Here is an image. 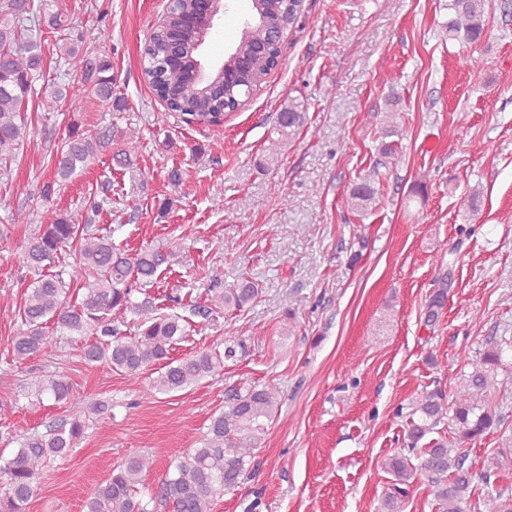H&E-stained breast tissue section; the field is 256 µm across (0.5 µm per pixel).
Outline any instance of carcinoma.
Segmentation results:
<instances>
[{
	"label": "carcinoma",
	"mask_w": 512,
	"mask_h": 512,
	"mask_svg": "<svg viewBox=\"0 0 512 512\" xmlns=\"http://www.w3.org/2000/svg\"><path fill=\"white\" fill-rule=\"evenodd\" d=\"M302 0H261L254 6V19L241 32L234 51L264 44L263 53L251 66L233 75L224 87V97L211 94L209 88L192 75L193 60L180 54L182 45L195 40L191 24L194 0H175L162 21L151 33L144 48L142 74L153 94L183 121L209 127L210 135L224 134L220 114L244 103V99L264 81L282 54L285 36L297 22ZM485 0H450L446 35L451 40L475 43L485 33ZM53 34L57 56L68 70L79 72L89 84L88 98L103 109L120 107L113 96L112 62L85 48L82 38L73 34L62 13L51 16L47 26L35 9L34 0H0V160L13 157L30 135L21 112L35 75L43 62L42 44ZM67 103L71 113L83 111L80 100L70 97L62 85L55 86L43 99L45 111L52 112ZM304 121L302 104L291 99L278 113L274 132L268 139L267 162L278 159L285 141L292 138ZM126 137L114 126L101 125L92 130L70 123L67 137L56 154L55 175L67 182L96 157L112 152L111 160L127 167V151H112V143ZM376 190L363 180L345 195L344 204L362 210L374 200ZM70 250L76 257L83 293L77 302L69 300V288L59 276L42 275L24 293L18 311L12 355L18 361L31 359L51 346L46 328L52 324L71 335L94 336L86 345L84 360L105 363L130 378H145L147 393H171L186 389L204 378L224 370V361L236 356V344L172 357L175 346L188 336V318L178 313H163L147 288L153 286L158 269L173 264L179 257L174 250L145 248L126 254L100 235L89 224L57 218L41 224L30 236L19 255L24 266L38 270ZM426 305L427 322L434 321L447 302L448 276L441 278ZM142 299H135V295ZM258 296L256 284L243 278L215 294L214 306H198L194 316L208 319L219 308L241 310ZM132 312L137 316L136 330L127 336L114 316ZM512 340L502 338L486 350L472 370L458 378L455 399L447 403L445 391L437 388L418 397L407 415L403 448L386 458L383 468L394 476L391 491L383 501L384 512H401L411 487L418 479L427 482L437 512H466L477 486L465 468L468 445L503 425V417L491 390L497 383L505 348ZM157 375H146L150 367ZM39 394L67 404L65 417L43 433L25 437L12 458L0 464V512H26L37 493L42 471L58 459L66 458L84 433L82 417L88 411L102 413L105 405L73 394L69 380L58 375L41 376L34 381ZM279 390L274 384L248 386L232 395L227 408L211 417L200 446L191 449L166 472L158 486L157 498L167 512H213L214 502L226 490H232L252 471L255 451L263 443L268 422L278 405ZM152 460L134 456L112 470L98 484L87 502V512H149L137 499L139 485L150 471ZM497 512H512V494L502 489L487 492Z\"/></svg>",
	"instance_id": "obj_1"
}]
</instances>
